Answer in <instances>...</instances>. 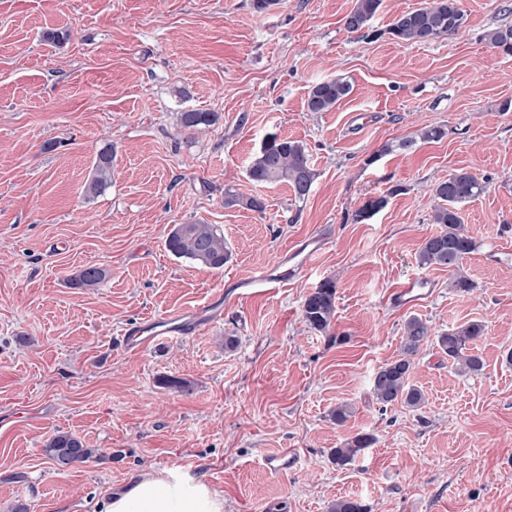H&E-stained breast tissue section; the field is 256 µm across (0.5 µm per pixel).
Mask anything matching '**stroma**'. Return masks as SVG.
I'll list each match as a JSON object with an SVG mask.
<instances>
[{"instance_id": "1", "label": "stroma", "mask_w": 512, "mask_h": 512, "mask_svg": "<svg viewBox=\"0 0 512 512\" xmlns=\"http://www.w3.org/2000/svg\"><path fill=\"white\" fill-rule=\"evenodd\" d=\"M420 2L382 0L364 39L343 26L356 0L262 13L253 0H0V512H100L131 475L173 468L223 494L224 512H327L340 497L367 512H512V261L489 259L512 250V55L484 40L512 26V0H461L455 35L392 40L394 17ZM55 31L65 40H48ZM336 76L350 93L307 111L311 86ZM191 110L221 120L182 128ZM437 125L442 140H417ZM271 133L306 145L305 200L249 179ZM106 145L112 181L94 196ZM456 169L488 182L464 207L476 287L455 292L430 270L436 295L414 313L439 333L483 322L484 369L460 374L428 347L411 376L422 408L385 406L372 377L397 358L406 317L388 295L425 273L430 189ZM228 187L264 211L225 208ZM380 196L386 206L355 221ZM191 223L223 231L224 269L167 250L173 225ZM313 235L326 247L303 273L242 297ZM91 265L104 280L71 287ZM328 278L336 315L320 333L301 302ZM210 304L197 331L141 353L122 344L132 325ZM342 402L354 414L339 426ZM61 431L99 456L55 469L42 448ZM361 433L374 443L337 468L331 448ZM279 448L297 449V470L263 468ZM112 171V148L103 147L99 152L94 166L92 178L87 190L91 194L100 192L109 182Z\"/></svg>"}]
</instances>
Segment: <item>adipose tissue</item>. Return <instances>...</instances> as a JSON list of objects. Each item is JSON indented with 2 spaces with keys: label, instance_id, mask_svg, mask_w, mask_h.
Masks as SVG:
<instances>
[{
  "label": "adipose tissue",
  "instance_id": "ef3b65f1",
  "mask_svg": "<svg viewBox=\"0 0 512 512\" xmlns=\"http://www.w3.org/2000/svg\"><path fill=\"white\" fill-rule=\"evenodd\" d=\"M101 512H224V497L205 481L171 469L131 478L103 501Z\"/></svg>",
  "mask_w": 512,
  "mask_h": 512
}]
</instances>
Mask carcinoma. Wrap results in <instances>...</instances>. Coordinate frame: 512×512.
Returning <instances> with one entry per match:
<instances>
[{
	"mask_svg": "<svg viewBox=\"0 0 512 512\" xmlns=\"http://www.w3.org/2000/svg\"><path fill=\"white\" fill-rule=\"evenodd\" d=\"M381 4L382 0H357L353 10L344 18V27L362 38L374 37L370 22ZM465 22L461 0H422L419 7L396 16L388 33L399 42L428 43L455 34ZM484 40L491 49L512 55V27L491 29L484 35ZM349 93V83L339 77L321 80L309 91L307 111L329 112ZM179 121L183 128L196 129L216 124L219 116L215 112L188 111L180 113ZM111 171L112 147L107 145L98 152L88 192L94 195L100 192L108 184ZM247 174L257 184L285 182L299 200L309 195L316 176L309 163L306 145L278 134L266 137L249 162ZM486 189V182L462 169L449 174L447 179L432 187L435 204L431 222L439 225V231L422 241L416 252V263L424 269L448 270V285L458 293H469L475 288V283L463 271V261L478 247L476 238L464 224L462 205L474 200ZM385 204L384 197L368 201L356 212V220L361 222L371 218ZM224 207H244L261 213L265 204L258 197L245 198L227 188L224 190ZM165 245L173 256L209 269H222L230 259V252L224 245V234L214 224H176L168 233ZM104 278V269L90 266L70 278V285L92 288ZM336 294V282L332 279L322 281L306 294L301 313L308 328L317 332L329 330L336 313ZM484 333L485 325L473 321L437 334L425 319L409 316L403 324L398 357L383 364L374 373L372 391L375 399L383 405L400 403L413 409L423 405L424 393L409 384V377L416 356L430 343L448 357V363L459 372L469 375L481 372L483 360L474 350ZM372 440L373 437L368 434L352 437L331 449V461L339 468L352 464ZM96 453L97 449L85 446L82 440L68 432L53 436L44 448L45 457L50 463L63 467L85 462ZM328 512H367V508L355 499L340 498L329 505Z\"/></svg>",
	"mask_w": 512,
	"mask_h": 512,
	"instance_id": "1",
	"label": "carcinoma"
}]
</instances>
